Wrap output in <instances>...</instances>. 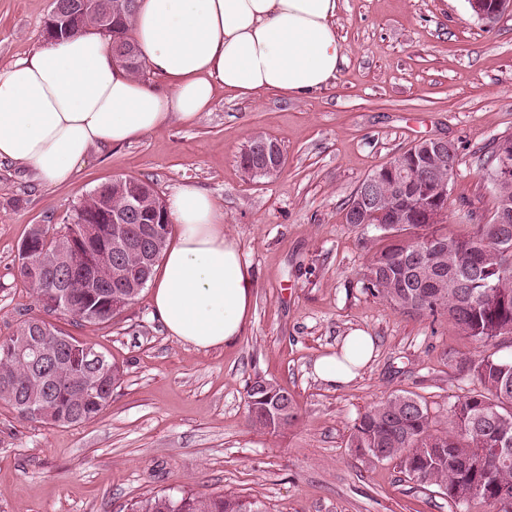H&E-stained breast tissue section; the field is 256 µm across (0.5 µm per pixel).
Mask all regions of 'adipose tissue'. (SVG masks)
Here are the masks:
<instances>
[{
    "label": "adipose tissue",
    "mask_w": 512,
    "mask_h": 512,
    "mask_svg": "<svg viewBox=\"0 0 512 512\" xmlns=\"http://www.w3.org/2000/svg\"><path fill=\"white\" fill-rule=\"evenodd\" d=\"M338 0H139L141 62L162 83L129 74L107 37L89 29L0 68V162L47 185L71 184L92 150L132 143L171 121L193 122L217 88L242 98L305 96L335 80L347 58ZM167 211L177 225L152 280V305L173 338L207 350L244 334L255 282L224 213L182 186ZM374 357L364 330L315 360L322 382L346 385Z\"/></svg>",
    "instance_id": "ef3b65f1"
}]
</instances>
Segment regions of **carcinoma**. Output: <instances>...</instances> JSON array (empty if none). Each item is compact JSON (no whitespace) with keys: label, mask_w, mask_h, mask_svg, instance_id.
<instances>
[{"label":"carcinoma","mask_w":512,"mask_h":512,"mask_svg":"<svg viewBox=\"0 0 512 512\" xmlns=\"http://www.w3.org/2000/svg\"><path fill=\"white\" fill-rule=\"evenodd\" d=\"M131 9L112 15L106 36L112 39L115 52L127 49L138 57L132 37L133 17L138 0ZM494 143L485 165L493 181L496 200L512 198V177L501 181L496 172L497 152ZM423 196L389 192L382 205L389 212L414 214L407 225L399 227L371 218L370 225L393 233V242L373 256L364 288L372 295L403 312L446 315L466 336L489 342L512 335V223L477 225L467 236H449L435 224L415 217ZM106 224L99 212L95 192H90L74 209L72 223ZM48 235L39 230L40 242L31 255L40 262L57 255L67 231ZM69 315L77 321L106 322L114 317L101 294L90 296L82 289L61 309L43 316L21 320L16 333L0 338V402L12 405L20 398L38 406L55 425L82 424L93 420L112 399L122 377L113 367L112 377L104 382L103 394L86 399L74 408L73 396L98 380L97 374L81 362L72 360L57 367L53 375L55 388L46 390L30 377L27 365L16 353L28 347L27 336L33 325L44 327L45 343L61 333L47 318ZM468 371L482 390L466 395L454 405L450 426L434 428L427 406L411 395H393L362 412L352 428L349 447L371 464L381 462L375 449L387 450L386 459H400L409 479L434 485L454 505L474 499L495 505L505 488L512 490V454L508 459L497 449H512V357L488 355L467 359ZM281 389L256 380L247 391L248 414L252 423L269 431L280 426L261 420L276 406ZM129 512H262L256 500L235 495H154L132 503Z\"/></svg>","instance_id":"1"}]
</instances>
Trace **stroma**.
I'll use <instances>...</instances> for the list:
<instances>
[{"label": "stroma", "instance_id": "35a3bbf8", "mask_svg": "<svg viewBox=\"0 0 512 512\" xmlns=\"http://www.w3.org/2000/svg\"><path fill=\"white\" fill-rule=\"evenodd\" d=\"M50 11L51 0H0V66L44 44ZM335 25L347 60L313 95L217 91L193 124L93 151L69 185L0 164V337L40 312L19 273L30 230L63 231L85 194L118 178L152 182L165 198L188 182L209 194L256 283L244 335L218 349L169 336L146 289L107 323L58 317L123 376L88 423L54 426L0 403V512H127L155 493L235 494L265 512H490L478 500L452 506L399 460L372 466L348 445L358 415L396 394L448 421L480 389L461 360L512 356V338L478 341L447 317L371 295L368 266L389 240L345 213L373 171L416 141L445 138L457 158L442 230L468 235L489 219L495 188L478 158L512 139V12L489 31L468 0H339ZM258 131L285 164L250 181L238 157ZM355 328L373 336V360L349 384H324L315 359ZM259 378L292 396L293 425L249 421L246 390Z\"/></svg>", "mask_w": 512, "mask_h": 512}]
</instances>
